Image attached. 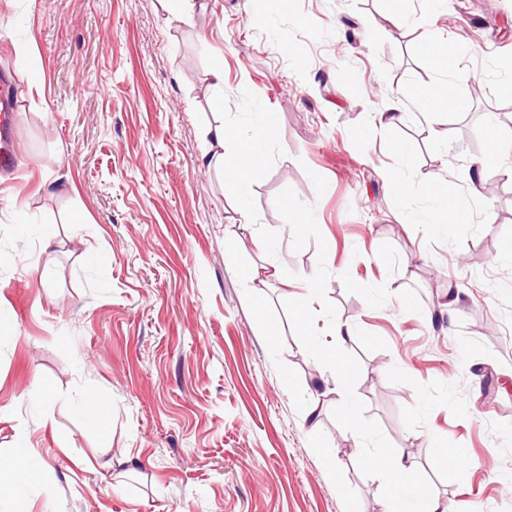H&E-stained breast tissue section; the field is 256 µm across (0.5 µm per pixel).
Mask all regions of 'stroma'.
Here are the masks:
<instances>
[{"label": "stroma", "mask_w": 512, "mask_h": 512, "mask_svg": "<svg viewBox=\"0 0 512 512\" xmlns=\"http://www.w3.org/2000/svg\"><path fill=\"white\" fill-rule=\"evenodd\" d=\"M388 7L0 0V76L19 89L0 175V463L26 451L30 512H383L362 463L378 448L408 453L448 512H512V154L470 183L490 129L512 140V0H404L401 26ZM448 88L471 110L422 121ZM396 105L405 122L373 128ZM258 112L278 136L246 224L204 132ZM439 182L463 223H436ZM267 265L282 280L241 275ZM314 272L311 339L293 293ZM316 344L342 345L344 371Z\"/></svg>", "instance_id": "35a3bbf8"}]
</instances>
